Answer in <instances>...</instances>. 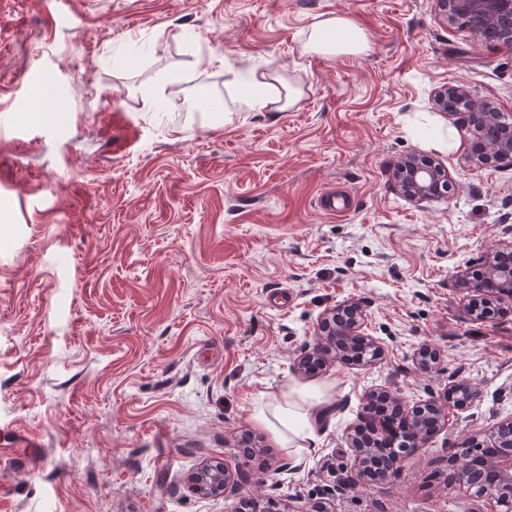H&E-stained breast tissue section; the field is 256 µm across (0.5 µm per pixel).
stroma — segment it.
<instances>
[{"instance_id": "obj_1", "label": "stroma", "mask_w": 512, "mask_h": 512, "mask_svg": "<svg viewBox=\"0 0 512 512\" xmlns=\"http://www.w3.org/2000/svg\"><path fill=\"white\" fill-rule=\"evenodd\" d=\"M365 33L358 56L302 55L319 18ZM211 58L199 66L200 58ZM296 80L282 112H209L250 69ZM177 75V106L143 86ZM460 85L512 114V49L449 22L436 0H0V505L5 512H490L449 483L452 450L512 417V295L475 321L467 282L512 241V167H477ZM429 157L449 194L414 202L398 160ZM337 191L351 204L320 205ZM383 348L327 364L336 407L295 460L259 399L336 306ZM441 359L420 370L414 354ZM480 396L384 484L357 480L349 436L371 394ZM37 448H22L23 437ZM227 465L236 492L190 478Z\"/></svg>"}]
</instances>
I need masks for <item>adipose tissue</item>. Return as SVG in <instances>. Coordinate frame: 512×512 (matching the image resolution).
Returning a JSON list of instances; mask_svg holds the SVG:
<instances>
[{
	"label": "adipose tissue",
	"mask_w": 512,
	"mask_h": 512,
	"mask_svg": "<svg viewBox=\"0 0 512 512\" xmlns=\"http://www.w3.org/2000/svg\"><path fill=\"white\" fill-rule=\"evenodd\" d=\"M367 49L364 32L348 18L331 16L313 23L302 44L303 54L324 56L359 55ZM297 87H284L279 75L260 82L256 93L240 96L239 101L257 112L268 111L270 105L290 108L298 101ZM334 407L331 388L325 384H292L274 401L262 405L257 420L277 435L283 447L296 457L315 448L321 426Z\"/></svg>",
	"instance_id": "obj_1"
}]
</instances>
